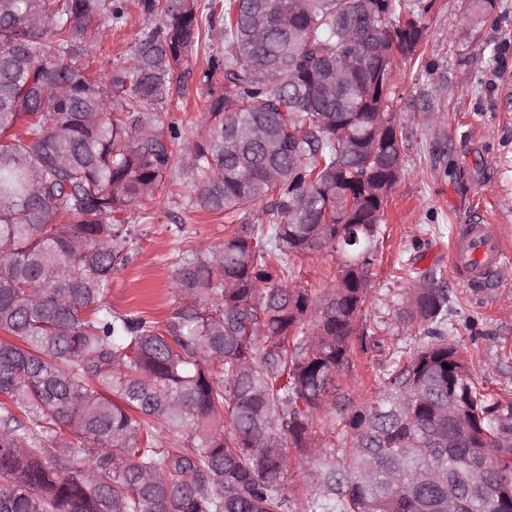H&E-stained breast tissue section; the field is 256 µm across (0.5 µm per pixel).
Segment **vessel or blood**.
<instances>
[{
    "instance_id": "vessel-or-blood-1",
    "label": "vessel or blood",
    "mask_w": 512,
    "mask_h": 512,
    "mask_svg": "<svg viewBox=\"0 0 512 512\" xmlns=\"http://www.w3.org/2000/svg\"><path fill=\"white\" fill-rule=\"evenodd\" d=\"M501 228L495 224H460L454 233L451 262L456 278L473 284L491 278L505 262Z\"/></svg>"
}]
</instances>
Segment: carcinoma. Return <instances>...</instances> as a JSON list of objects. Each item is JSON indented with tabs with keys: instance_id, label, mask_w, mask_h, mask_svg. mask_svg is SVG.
<instances>
[{
	"instance_id": "1",
	"label": "carcinoma",
	"mask_w": 512,
	"mask_h": 512,
	"mask_svg": "<svg viewBox=\"0 0 512 512\" xmlns=\"http://www.w3.org/2000/svg\"><path fill=\"white\" fill-rule=\"evenodd\" d=\"M128 64L94 40L129 6ZM0 0V512H286V448L312 464L308 512H512V402L442 336L448 289L410 268L399 319L431 336L345 417L349 471L308 440L370 291L383 204L402 169L397 59L424 30L405 0ZM199 82L204 133L158 115ZM224 85L216 86L217 72ZM192 204L265 203L262 224L182 255L160 325L104 304L131 262L128 212L174 170ZM337 257L334 288L290 284ZM450 368L443 367V364ZM162 424L177 441L156 438ZM145 26V16L132 7L121 27L115 29L112 26V31H102L93 53L96 60L94 67L100 69L102 74H107L115 67L125 65Z\"/></svg>"
}]
</instances>
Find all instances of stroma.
<instances>
[{
  "label": "stroma",
  "instance_id": "35a3bbf8",
  "mask_svg": "<svg viewBox=\"0 0 512 512\" xmlns=\"http://www.w3.org/2000/svg\"><path fill=\"white\" fill-rule=\"evenodd\" d=\"M424 38L418 58L398 63L390 110L402 134V171L384 205L382 234L371 269V290L359 322L373 340L353 336L350 367L336 378L359 408L375 401L399 352L417 348L397 318L409 288L400 267L434 271L448 290L451 312L444 334L459 346L480 384L512 401V258L493 284L459 283L449 260L456 225L496 224L512 249V0L492 13L465 9L462 0H417ZM146 25L131 10L121 27L102 31L95 66L126 64ZM205 90L190 81L169 108L187 136L207 121ZM192 183L168 176L155 195L128 214L133 260L114 272L107 306L139 311L159 323L178 305L172 279L179 255L199 242L222 244L234 228L256 221L255 204L229 213L196 210ZM283 492L290 512L308 497L311 464L288 449Z\"/></svg>",
  "mask_w": 512,
  "mask_h": 512
}]
</instances>
